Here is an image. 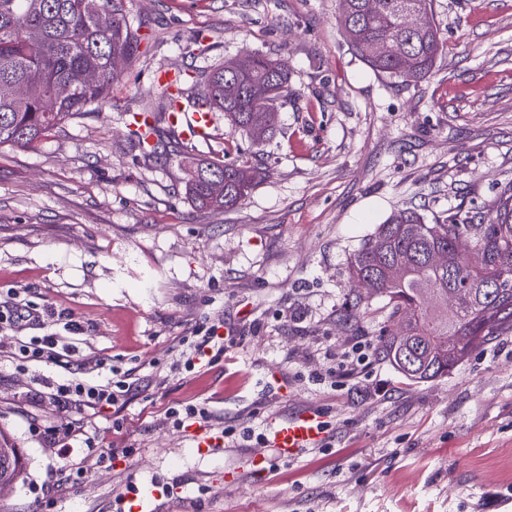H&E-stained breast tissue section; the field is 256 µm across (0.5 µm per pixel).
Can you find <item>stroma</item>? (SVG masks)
Listing matches in <instances>:
<instances>
[{
    "label": "stroma",
    "instance_id": "stroma-1",
    "mask_svg": "<svg viewBox=\"0 0 512 512\" xmlns=\"http://www.w3.org/2000/svg\"><path fill=\"white\" fill-rule=\"evenodd\" d=\"M433 6L443 52L405 84L352 51L340 0H126L143 40L111 103L34 148L0 145V434L26 458L0 512H139L152 490L148 512H512V330L411 382L377 351L384 300L349 276L392 212L489 216L512 182V0ZM251 52L288 60L270 139L219 112L209 141L132 149L131 115L161 108L158 71ZM194 158L261 176L236 207L201 209ZM18 305L30 320H10ZM211 327L223 354L178 369ZM47 335L70 345L63 363L20 358ZM358 342L365 361L343 366ZM130 377L111 406L50 398ZM198 404L208 426L168 415ZM305 410L328 423L319 446L288 461L256 441Z\"/></svg>",
    "mask_w": 512,
    "mask_h": 512
}]
</instances>
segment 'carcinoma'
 <instances>
[{
	"label": "carcinoma",
	"mask_w": 512,
	"mask_h": 512,
	"mask_svg": "<svg viewBox=\"0 0 512 512\" xmlns=\"http://www.w3.org/2000/svg\"><path fill=\"white\" fill-rule=\"evenodd\" d=\"M339 23L351 49L373 70L403 82L428 74L443 51L432 0H341ZM109 16L107 26L95 23ZM429 18L411 28L406 18ZM138 29L127 18L125 0H0V86L22 84L26 97L0 93V145L28 148L64 122L99 112L112 99L116 72L112 58L129 59ZM95 75L96 80L88 81ZM208 91L190 97L166 93V112L224 113L253 141L271 136L278 101L288 86V61L246 54L204 74ZM59 86L70 94L55 98ZM205 177H224V196L210 194L206 181H186V191L204 209L237 205L254 186L257 172L247 165L202 161ZM477 232L478 267L459 255L453 237ZM446 263L433 266V250ZM352 278L381 297L399 326L380 333L378 352L413 382L442 377L499 333L512 328V183L496 197L495 217L471 210L442 224H429L414 207L394 212L355 251ZM487 282L500 283L486 288ZM19 450L0 436V484L16 482L24 471Z\"/></svg>",
	"instance_id": "cac0c4a2"
}]
</instances>
